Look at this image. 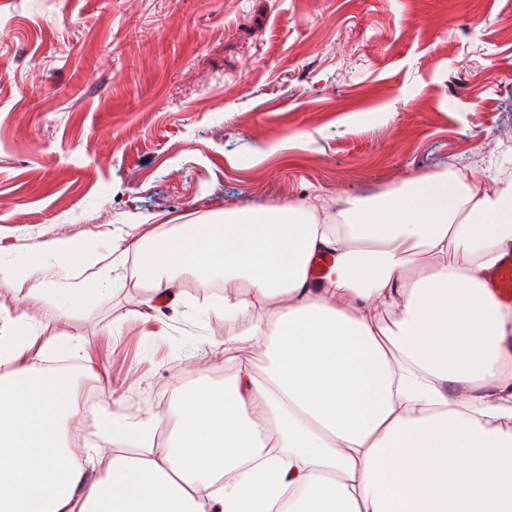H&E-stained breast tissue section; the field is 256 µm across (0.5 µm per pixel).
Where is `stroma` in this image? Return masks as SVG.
Returning a JSON list of instances; mask_svg holds the SVG:
<instances>
[{
    "label": "stroma",
    "instance_id": "1",
    "mask_svg": "<svg viewBox=\"0 0 512 512\" xmlns=\"http://www.w3.org/2000/svg\"><path fill=\"white\" fill-rule=\"evenodd\" d=\"M286 149L256 158L264 144ZM467 163L512 167V0H0V235L18 250L65 233L101 261L104 296L75 317L38 291L31 347L81 335L120 409L166 410L212 365L222 302L147 306L113 239L155 216L327 203Z\"/></svg>",
    "mask_w": 512,
    "mask_h": 512
}]
</instances>
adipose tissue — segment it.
I'll use <instances>...</instances> for the list:
<instances>
[{"label": "adipose tissue", "instance_id": "ef3b65f1", "mask_svg": "<svg viewBox=\"0 0 512 512\" xmlns=\"http://www.w3.org/2000/svg\"><path fill=\"white\" fill-rule=\"evenodd\" d=\"M511 253L512 192L478 169L113 240L149 301L183 271L221 282L230 373L131 416L91 348L55 343L101 385L87 438L78 376L37 365L26 309L0 315V512H512V303L486 278ZM95 260L64 235L0 242V287L40 280L74 315L104 283L61 277Z\"/></svg>", "mask_w": 512, "mask_h": 512}]
</instances>
